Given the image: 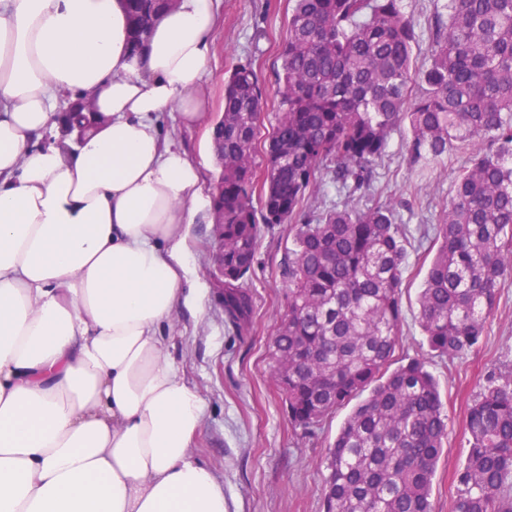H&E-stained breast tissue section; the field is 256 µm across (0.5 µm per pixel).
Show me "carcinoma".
Wrapping results in <instances>:
<instances>
[{
    "label": "carcinoma",
    "mask_w": 512,
    "mask_h": 512,
    "mask_svg": "<svg viewBox=\"0 0 512 512\" xmlns=\"http://www.w3.org/2000/svg\"><path fill=\"white\" fill-rule=\"evenodd\" d=\"M281 44L278 117L256 151L266 97L255 69L224 82L215 145L224 165V315L252 322L245 278L259 224H289L288 307L272 339L271 378L309 431L366 391L326 456L324 512H433L432 480L448 440L434 375L414 359L391 368L403 320L405 225L387 203L349 205L372 185L395 129L408 124L419 170L470 148L433 229L419 296L430 349L454 357L480 341L512 273V0H448L429 65L402 0H291ZM166 0H127L142 39ZM422 92L408 93L414 78ZM343 203L307 207L328 188ZM470 450L454 512H512V379L486 386L466 416Z\"/></svg>",
    "instance_id": "carcinoma-1"
}]
</instances>
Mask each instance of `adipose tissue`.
Returning a JSON list of instances; mask_svg holds the SVG:
<instances>
[{"label":"adipose tissue","instance_id":"ef3b65f1","mask_svg":"<svg viewBox=\"0 0 512 512\" xmlns=\"http://www.w3.org/2000/svg\"><path fill=\"white\" fill-rule=\"evenodd\" d=\"M214 13L177 0L135 54L122 0H0V512H226L164 334L211 197L158 128L208 109ZM62 96L105 122L45 142Z\"/></svg>","mask_w":512,"mask_h":512}]
</instances>
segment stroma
<instances>
[{
  "label": "stroma",
  "instance_id": "35a3bbf8",
  "mask_svg": "<svg viewBox=\"0 0 512 512\" xmlns=\"http://www.w3.org/2000/svg\"><path fill=\"white\" fill-rule=\"evenodd\" d=\"M444 3L403 0L415 24L416 67L428 62L436 21L448 15ZM290 11L289 0H217L213 55L201 86L210 110L195 128L181 126L174 112L159 120L162 137L204 162L205 181H214L219 173L210 135L214 120L224 111V80L234 66L249 64L257 70L269 96L263 124L274 125L278 51ZM405 136L402 130L392 134L365 196L390 202L398 223L407 229L404 321L396 357L402 364L425 361L439 383L448 414V442L437 465L431 500L435 512H453L457 474L470 448L464 430L467 411L489 382L512 373V277L503 281L496 309L475 348L451 358L430 351L415 320L418 292L432 258L422 229L438 223L466 158L448 157L419 175L408 163ZM191 243L197 280L208 294L201 309L179 308L168 333L175 338L177 367L206 403L202 431L192 451L223 482L226 512H323L325 455L349 410L340 408L310 433H303L290 423L285 398L271 379V341L287 303L288 281L282 267L291 245L288 227H261L256 262L245 280L254 307L251 328L245 333L225 320L214 277L211 225L204 221L192 225Z\"/></svg>",
  "mask_w": 512,
  "mask_h": 512
}]
</instances>
